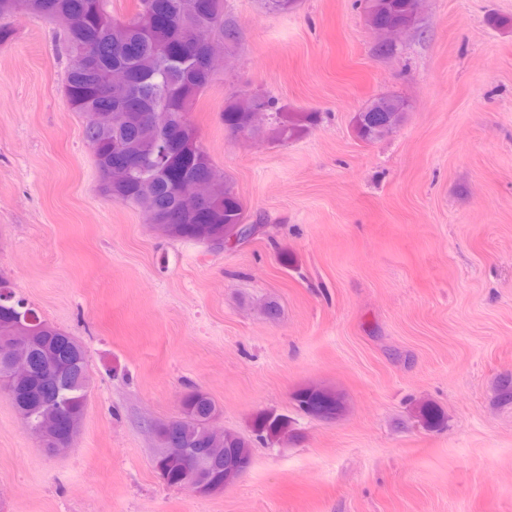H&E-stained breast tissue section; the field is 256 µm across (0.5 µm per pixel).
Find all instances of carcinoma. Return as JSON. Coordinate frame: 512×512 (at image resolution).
Here are the masks:
<instances>
[{"label": "carcinoma", "mask_w": 512, "mask_h": 512, "mask_svg": "<svg viewBox=\"0 0 512 512\" xmlns=\"http://www.w3.org/2000/svg\"><path fill=\"white\" fill-rule=\"evenodd\" d=\"M363 2L367 25L378 35L389 25L406 23L415 8V0ZM17 12L60 26L63 49L71 60L65 96L73 109L87 116L84 138L100 140L106 147L115 134L122 136L130 160L127 179H108V153L97 161L104 191L112 200L158 212L169 225L167 236L186 241L205 244L219 237L224 226L247 223L245 205L233 182L215 166L186 119L214 79L205 70L208 55L237 39L236 28L224 23V0H137V11L128 21L112 16L110 0H0V16ZM111 70L122 73V78L109 88L106 75ZM260 106L273 112L268 134L274 141L298 139L318 121L315 112H275L271 98L245 92L224 103V128L237 135L251 132V115ZM372 106L400 123L407 103L399 96L384 95ZM99 112L112 113V125L94 123L93 115ZM353 129L366 141L385 136L371 112L355 113ZM194 179L220 180L224 194L196 207L184 195V185ZM26 312L34 309L8 293V299H0V328ZM32 344L35 350L56 349L76 360L84 385L91 386L87 353L75 337L41 319ZM58 396L69 402L73 422L81 425L85 411L81 390L66 388ZM294 400L305 413L312 408L324 412L338 408L328 394L308 387L297 391ZM50 401L39 384L23 381L13 406L29 412L34 420ZM184 405L191 415L157 427L160 446H165L168 430L175 426L186 448H232L249 458L253 441L272 443L290 431L285 416L260 412L252 419L251 436L230 432L218 442L204 428V421L217 412L213 400L192 390L184 396ZM419 418L430 429L445 423L441 411L427 403L420 405Z\"/></svg>", "instance_id": "1"}]
</instances>
